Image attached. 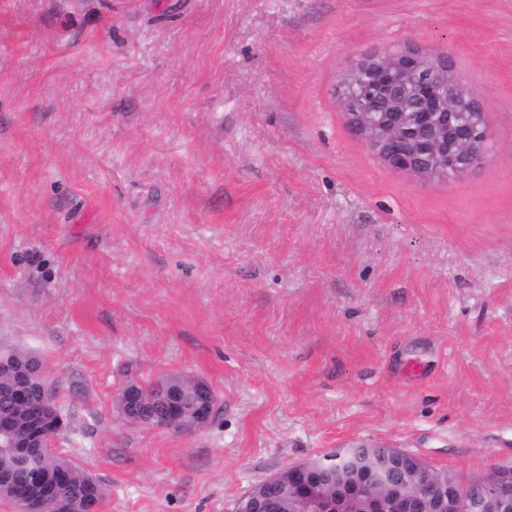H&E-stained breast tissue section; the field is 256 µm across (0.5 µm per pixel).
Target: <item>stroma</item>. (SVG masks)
Here are the masks:
<instances>
[{
	"label": "stroma",
	"instance_id": "35a3bbf8",
	"mask_svg": "<svg viewBox=\"0 0 512 512\" xmlns=\"http://www.w3.org/2000/svg\"><path fill=\"white\" fill-rule=\"evenodd\" d=\"M446 51L485 160L426 181L334 94ZM36 356L100 512H232L360 441L512 465V0H0V341ZM204 378L186 435L131 382ZM174 376V377H172ZM160 380H163L159 382ZM155 383H148L145 386L132 382V386L120 394L118 402H123V398L127 395H136V392H143L149 395L153 391L150 399L141 398L137 402L125 404L120 409L122 419L132 425L144 426L153 429L171 430L184 434H192L201 429L206 428L216 418L218 411V399L213 389L200 388L193 395L185 394L176 389H170L167 386L157 385L166 382H175L172 386H178L186 392L192 391L201 383L199 378L186 375H170L162 378ZM159 382V383H158ZM188 406V410L192 415L194 427L185 428L183 426L175 428L172 422L173 416H180ZM136 414L131 412L135 409Z\"/></svg>",
	"mask_w": 512,
	"mask_h": 512
}]
</instances>
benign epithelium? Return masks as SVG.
Here are the masks:
<instances>
[{
    "label": "benign epithelium",
    "instance_id": "1",
    "mask_svg": "<svg viewBox=\"0 0 512 512\" xmlns=\"http://www.w3.org/2000/svg\"><path fill=\"white\" fill-rule=\"evenodd\" d=\"M337 98L351 131L391 166L428 180L462 175L486 155L490 136L477 96L460 81L444 51L415 47L364 54L341 78ZM0 497L16 512H43L63 479L34 476L16 487L21 468L54 447L66 420L52 396L39 360L24 375L0 356ZM189 410L194 427H174L172 417ZM211 389L193 395L155 388L120 409L132 425L192 434L216 418ZM332 465L311 461L288 466L246 492L234 512H512V466L502 465L468 487L442 475L420 457L394 446L357 443L336 449Z\"/></svg>",
    "mask_w": 512,
    "mask_h": 512
}]
</instances>
